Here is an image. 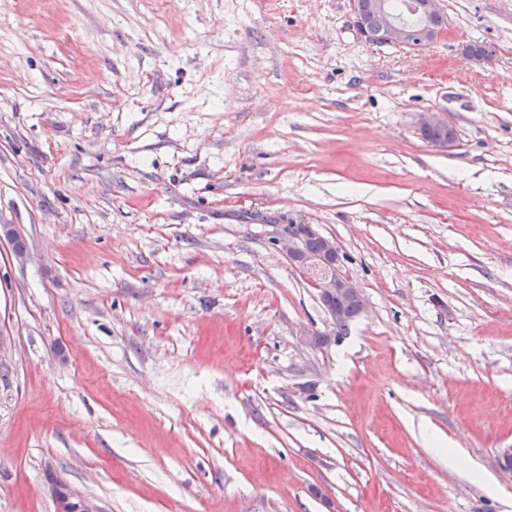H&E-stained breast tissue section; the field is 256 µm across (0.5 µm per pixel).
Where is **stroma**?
Segmentation results:
<instances>
[{"instance_id":"35a3bbf8","label":"stroma","mask_w":512,"mask_h":512,"mask_svg":"<svg viewBox=\"0 0 512 512\" xmlns=\"http://www.w3.org/2000/svg\"><path fill=\"white\" fill-rule=\"evenodd\" d=\"M439 7L0 0V512H512V0ZM300 219L367 303L327 348ZM354 8L355 15L361 13L367 29L360 16L357 17V29L366 44H392L409 49H420L428 46L442 37L439 28H447V18L441 15L437 0H357ZM370 1L371 10L368 4ZM377 14V15H376ZM436 19V26L432 20ZM379 16L382 18L380 20ZM443 122H445V119L439 112H422L418 115L417 118V129L419 133L423 135L422 138L429 143L451 142L456 144L457 133L455 128L448 122L442 126H439ZM0 237L1 241H6L12 246V257L20 263H24L29 259V252L27 247L17 248L15 243L23 239L21 230L15 224H0Z\"/></svg>"}]
</instances>
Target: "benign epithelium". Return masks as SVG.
<instances>
[{
  "instance_id": "obj_1",
  "label": "benign epithelium",
  "mask_w": 512,
  "mask_h": 512,
  "mask_svg": "<svg viewBox=\"0 0 512 512\" xmlns=\"http://www.w3.org/2000/svg\"><path fill=\"white\" fill-rule=\"evenodd\" d=\"M371 10L381 17V26L368 29L362 18H357V29L367 44H392L409 49H420L442 37V32L432 24L441 14L437 0H370ZM445 122L439 112H422L417 118V129L425 134ZM310 237L317 239L320 247L316 252L306 249L303 238L291 233L286 226L277 229L272 245L294 267L307 273L318 267H325L329 273L315 281L319 301L324 311L335 321L341 318L336 309V298H342L358 308L359 314L367 310L361 288L350 277L341 272V253L336 242L317 232L312 224L300 223ZM0 239L12 246V257L24 263L29 259L27 248H17L15 243L23 239L21 230L15 224H0Z\"/></svg>"
}]
</instances>
